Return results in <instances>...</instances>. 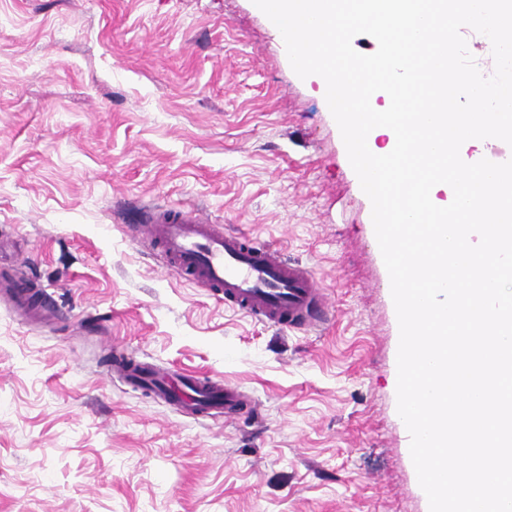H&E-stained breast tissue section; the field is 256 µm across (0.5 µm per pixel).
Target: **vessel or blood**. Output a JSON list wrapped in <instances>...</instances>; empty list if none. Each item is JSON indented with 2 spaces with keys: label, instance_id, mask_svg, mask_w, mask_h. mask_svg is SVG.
Segmentation results:
<instances>
[{
  "label": "vessel or blood",
  "instance_id": "1",
  "mask_svg": "<svg viewBox=\"0 0 512 512\" xmlns=\"http://www.w3.org/2000/svg\"><path fill=\"white\" fill-rule=\"evenodd\" d=\"M147 233L174 272L192 278L223 298L225 306L258 321L302 329L324 305L308 267L289 262L272 244L208 223L197 210L163 211ZM1 286L16 308L39 312V296L24 282L1 275ZM122 371L127 381L152 386L197 417L218 413L238 417L252 410L239 392L220 378L186 372L164 374L135 361L123 363Z\"/></svg>",
  "mask_w": 512,
  "mask_h": 512
}]
</instances>
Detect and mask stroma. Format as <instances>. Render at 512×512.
I'll use <instances>...</instances> for the list:
<instances>
[{"instance_id":"1","label":"stroma","mask_w":512,"mask_h":512,"mask_svg":"<svg viewBox=\"0 0 512 512\" xmlns=\"http://www.w3.org/2000/svg\"><path fill=\"white\" fill-rule=\"evenodd\" d=\"M205 218L311 268L322 329L225 308L144 231ZM0 512H429L397 412L399 326L372 205L318 76L252 0H0ZM214 376L195 417L111 354ZM9 288L5 290V294L13 302L17 309L27 312L39 313L41 304L37 292L30 289L24 282L10 281L7 276L3 275L1 268L0 288Z\"/></svg>"}]
</instances>
